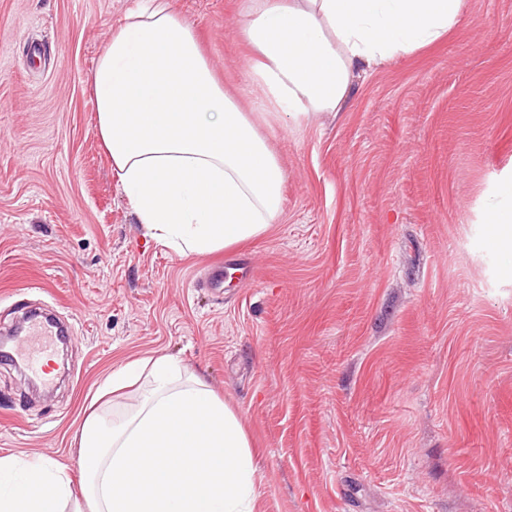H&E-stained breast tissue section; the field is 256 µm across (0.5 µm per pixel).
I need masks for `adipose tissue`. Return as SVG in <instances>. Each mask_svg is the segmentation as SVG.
<instances>
[{"instance_id": "adipose-tissue-1", "label": "adipose tissue", "mask_w": 512, "mask_h": 512, "mask_svg": "<svg viewBox=\"0 0 512 512\" xmlns=\"http://www.w3.org/2000/svg\"><path fill=\"white\" fill-rule=\"evenodd\" d=\"M463 0H242L257 59L242 87L219 83L173 0H143L112 27L91 75L112 172L146 235L178 255L261 236L282 208L284 169L243 108L261 91L277 121L338 111L358 67L443 39ZM147 384L121 416L91 413L81 479L0 457V512H255L256 465L235 411L198 374L159 355L113 370Z\"/></svg>"}]
</instances>
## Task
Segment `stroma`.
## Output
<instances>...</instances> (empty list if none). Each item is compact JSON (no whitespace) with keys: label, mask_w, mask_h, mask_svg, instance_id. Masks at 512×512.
Segmentation results:
<instances>
[{"label":"stroma","mask_w":512,"mask_h":512,"mask_svg":"<svg viewBox=\"0 0 512 512\" xmlns=\"http://www.w3.org/2000/svg\"><path fill=\"white\" fill-rule=\"evenodd\" d=\"M173 2L237 88L241 0ZM134 3L0 0V334L31 302L72 336L61 386L0 362V456L77 479L106 378L170 354L238 414L259 512H512V237L491 221L512 210V0H464L340 111L260 120L280 217L186 256L145 236L96 127L90 76Z\"/></svg>","instance_id":"obj_1"}]
</instances>
